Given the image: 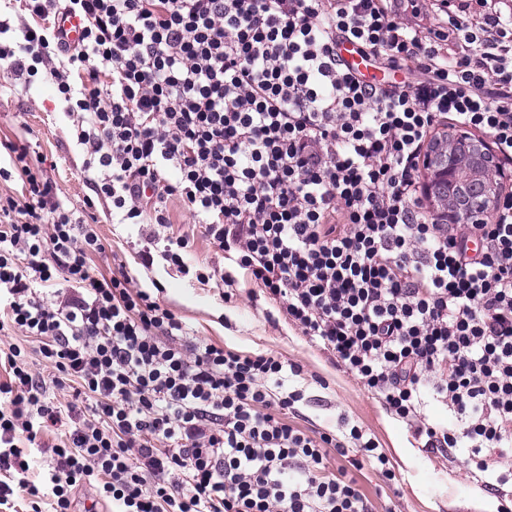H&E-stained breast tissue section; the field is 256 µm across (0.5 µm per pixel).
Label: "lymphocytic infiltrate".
Wrapping results in <instances>:
<instances>
[{"label":"lymphocytic infiltrate","mask_w":512,"mask_h":512,"mask_svg":"<svg viewBox=\"0 0 512 512\" xmlns=\"http://www.w3.org/2000/svg\"><path fill=\"white\" fill-rule=\"evenodd\" d=\"M39 27L0 44L13 76L44 65L68 104L95 199L120 223L169 224L178 198L211 244L278 302L429 448L477 471L512 449V191L480 224H439L417 195L424 144L449 124L512 159V11L456 0L421 33L393 0H26ZM479 23H472L474 10ZM81 42L55 66L60 13ZM416 80L346 69L343 42ZM495 94H487V85ZM0 166L28 196H0V507L76 512H371L326 472L330 433L289 424L285 373L302 368L184 342L182 324L125 272H94L103 245L25 148ZM70 293L48 300L46 288ZM72 389L57 401L50 388ZM451 427L430 424L427 402ZM61 430L42 484L40 436Z\"/></svg>","instance_id":"f902f5d3"}]
</instances>
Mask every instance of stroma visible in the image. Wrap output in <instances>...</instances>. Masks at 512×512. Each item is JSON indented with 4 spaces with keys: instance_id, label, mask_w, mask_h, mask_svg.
<instances>
[{
    "instance_id": "stroma-1",
    "label": "stroma",
    "mask_w": 512,
    "mask_h": 512,
    "mask_svg": "<svg viewBox=\"0 0 512 512\" xmlns=\"http://www.w3.org/2000/svg\"><path fill=\"white\" fill-rule=\"evenodd\" d=\"M61 111L62 103L44 76H37L26 88L0 70V142L25 145L30 157L41 159L42 175L56 184L64 208L95 225L105 250L93 255L94 271H124L146 286L160 282L163 303L190 338L301 365V375L289 377L285 384L286 390L301 393L288 421L308 435L327 432L342 440L356 426L377 442L394 480H386L375 460L353 449L344 457L328 449L326 461L328 472L353 478L374 512H497L501 494L487 485L483 474L468 469L466 449L424 447L410 426L391 416L376 395L338 366L330 352L285 320L276 302L225 260L210 244L204 226L192 222L179 200L167 203L171 223L166 228L117 223L106 202L87 208L92 190L81 174L85 155ZM182 235L192 244L189 262L208 272L234 275L231 300L223 299L216 281L204 285L189 281L162 259L169 240ZM146 251L154 258L149 267L142 262ZM354 458L359 467H351Z\"/></svg>"
}]
</instances>
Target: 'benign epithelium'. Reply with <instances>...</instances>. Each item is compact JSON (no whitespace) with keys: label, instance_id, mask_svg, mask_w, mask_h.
Segmentation results:
<instances>
[{"label":"benign epithelium","instance_id":"7a95c632","mask_svg":"<svg viewBox=\"0 0 512 512\" xmlns=\"http://www.w3.org/2000/svg\"><path fill=\"white\" fill-rule=\"evenodd\" d=\"M425 198L441 224H476L492 215L512 170L492 142L463 129L443 131L423 153Z\"/></svg>","mask_w":512,"mask_h":512}]
</instances>
